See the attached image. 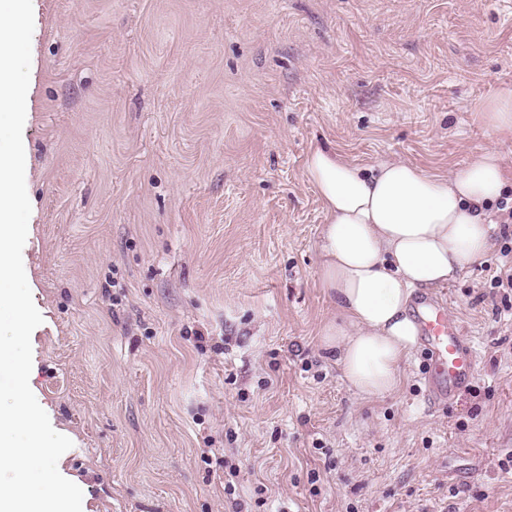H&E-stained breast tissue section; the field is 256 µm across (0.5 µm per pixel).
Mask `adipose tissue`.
<instances>
[{
	"instance_id": "obj_1",
	"label": "adipose tissue",
	"mask_w": 512,
	"mask_h": 512,
	"mask_svg": "<svg viewBox=\"0 0 512 512\" xmlns=\"http://www.w3.org/2000/svg\"><path fill=\"white\" fill-rule=\"evenodd\" d=\"M475 119L512 142V87L495 90ZM307 175L324 213L320 286L336 307L321 344L354 394L373 401L399 388L418 345L414 290L447 285L492 249L498 226L485 208L512 172L494 149L438 175L403 161L365 168L318 147Z\"/></svg>"
}]
</instances>
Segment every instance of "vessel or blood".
<instances>
[{
	"mask_svg": "<svg viewBox=\"0 0 512 512\" xmlns=\"http://www.w3.org/2000/svg\"><path fill=\"white\" fill-rule=\"evenodd\" d=\"M418 323L430 355L431 397L441 402L450 400L474 378L477 354L466 342L461 324L449 316L445 298L421 301Z\"/></svg>",
	"mask_w": 512,
	"mask_h": 512,
	"instance_id": "vessel-or-blood-1",
	"label": "vessel or blood"
}]
</instances>
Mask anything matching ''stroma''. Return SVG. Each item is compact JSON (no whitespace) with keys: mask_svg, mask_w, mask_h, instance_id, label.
Wrapping results in <instances>:
<instances>
[{"mask_svg":"<svg viewBox=\"0 0 512 512\" xmlns=\"http://www.w3.org/2000/svg\"><path fill=\"white\" fill-rule=\"evenodd\" d=\"M29 384L89 512H512V293L441 289L478 353L365 402L321 348L310 152L446 175L512 142V0H33ZM475 119L500 142H512V87L495 90L475 112Z\"/></svg>","mask_w":512,"mask_h":512,"instance_id":"35a3bbf8","label":"stroma"}]
</instances>
